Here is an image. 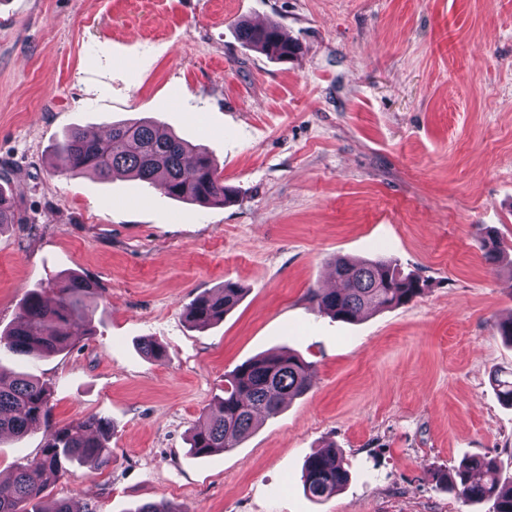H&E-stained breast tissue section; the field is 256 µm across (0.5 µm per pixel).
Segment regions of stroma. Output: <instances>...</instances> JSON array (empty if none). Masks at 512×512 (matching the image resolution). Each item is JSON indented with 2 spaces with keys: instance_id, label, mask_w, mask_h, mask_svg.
Listing matches in <instances>:
<instances>
[{
  "instance_id": "1",
  "label": "stroma",
  "mask_w": 512,
  "mask_h": 512,
  "mask_svg": "<svg viewBox=\"0 0 512 512\" xmlns=\"http://www.w3.org/2000/svg\"><path fill=\"white\" fill-rule=\"evenodd\" d=\"M298 46L281 62L241 46L238 22ZM151 118L207 146L235 202L202 206L124 176L62 174L78 127ZM18 223L0 228V332L27 294L96 281L69 349L0 354L51 390L52 423L112 422V461L70 465L47 500L87 512L168 502L185 512H490L434 474L496 458L512 476V407L495 377L512 345V0H0V166ZM385 258L423 293L355 323L321 311L333 257ZM233 282L222 321L190 325L194 297ZM155 338L163 358L146 357ZM287 348L308 391L239 446L188 440L224 376ZM44 427L0 437V471L37 455ZM336 445L350 469L325 502L305 459Z\"/></svg>"
}]
</instances>
